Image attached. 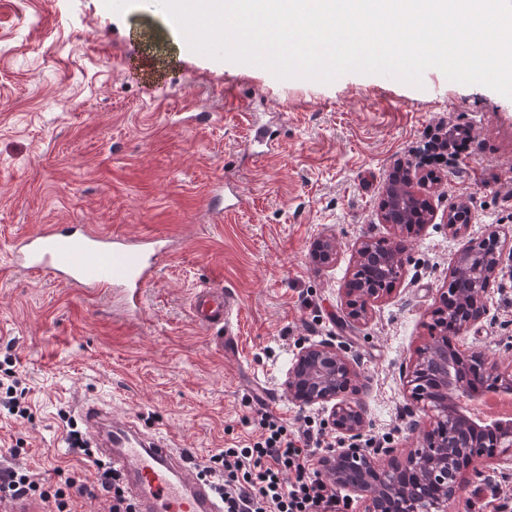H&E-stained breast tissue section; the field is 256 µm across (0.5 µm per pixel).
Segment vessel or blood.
<instances>
[{
	"instance_id": "b4317fda",
	"label": "vessel or blood",
	"mask_w": 512,
	"mask_h": 512,
	"mask_svg": "<svg viewBox=\"0 0 512 512\" xmlns=\"http://www.w3.org/2000/svg\"><path fill=\"white\" fill-rule=\"evenodd\" d=\"M160 254L152 240L137 244L85 224H48L19 240L11 261L27 273L46 272L88 293L122 289L128 311L135 314ZM191 307L199 325L218 329L212 339L215 347L233 350L236 338L228 331L233 298L217 287L200 288ZM81 416L87 438L120 474L136 512H224L215 485L196 475L185 451L142 432L132 421L115 419L98 405L82 406Z\"/></svg>"
}]
</instances>
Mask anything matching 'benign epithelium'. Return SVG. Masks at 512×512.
I'll use <instances>...</instances> for the list:
<instances>
[{
	"instance_id": "obj_1",
	"label": "benign epithelium",
	"mask_w": 512,
	"mask_h": 512,
	"mask_svg": "<svg viewBox=\"0 0 512 512\" xmlns=\"http://www.w3.org/2000/svg\"><path fill=\"white\" fill-rule=\"evenodd\" d=\"M438 180L423 175L412 184L393 176L385 184V199L380 211L383 224L395 230L391 245L393 256L379 255L375 242L359 243L356 262L373 260L377 269L384 270L395 261L404 264L409 249V234L420 207L428 209L426 223H431L429 194ZM316 258L330 265L336 259L335 242L329 238L318 241ZM478 284L465 297H453L456 289L442 294L443 305L461 303L475 310L467 319L452 322L448 329L431 337L428 349L419 350L416 358L403 372L404 387L413 405L430 418L421 433L420 445L401 457L396 448H368L363 437L366 419L358 401L345 398L347 387L358 378L357 358L336 349L330 342L301 348L288 368L284 385L288 396L304 405H318L328 413V424L341 434L340 447L329 453L325 470L330 479L366 501L364 512H417L423 500L420 489L431 491L434 512H450L449 507L460 497L461 469L473 462L477 436L482 428L460 412L456 395L464 392L476 399L475 383H486V390L512 393V372L501 371L498 363L481 356L467 357L460 353L454 339L461 337L477 321L488 314L485 294L499 279H512V256L504 257L496 232L491 231L477 244H467L458 253L451 277L470 273ZM384 290L368 284H350L347 305L352 322L369 317L373 305ZM492 437L497 451L490 454L498 473L512 475V422L496 426Z\"/></svg>"
}]
</instances>
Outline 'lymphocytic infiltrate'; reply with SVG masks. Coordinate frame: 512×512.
<instances>
[{
	"label": "lymphocytic infiltrate",
	"mask_w": 512,
	"mask_h": 512,
	"mask_svg": "<svg viewBox=\"0 0 512 512\" xmlns=\"http://www.w3.org/2000/svg\"><path fill=\"white\" fill-rule=\"evenodd\" d=\"M260 441L227 448L210 457L202 475L213 478L224 496V512H340L336 486L315 460L323 441L310 430L288 431L268 415ZM72 477L42 488L19 468H0V505L41 500L51 512H73Z\"/></svg>",
	"instance_id": "obj_1"
}]
</instances>
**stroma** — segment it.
<instances>
[{"label":"stroma","mask_w":512,"mask_h":512,"mask_svg":"<svg viewBox=\"0 0 512 512\" xmlns=\"http://www.w3.org/2000/svg\"><path fill=\"white\" fill-rule=\"evenodd\" d=\"M157 0L107 11L103 0H0V359L12 356L26 418L0 412V448L47 487L57 471L92 485L96 469L67 442L77 407L94 400L135 419L195 461L257 441L264 415L290 430L340 436L321 407L283 386L301 347L331 342L358 357L348 390L372 443L414 448L401 372L430 337L432 310L467 242L496 228L512 247V98L427 69L421 86L382 73L324 83L216 59L161 38ZM273 147L248 152L254 123ZM465 130L480 152L439 166L435 213L412 238L391 292L348 323L345 286L357 243L389 239L380 207L389 176L420 160L437 128ZM240 187L222 223L208 219L217 180ZM466 203L472 221L446 224ZM47 224H86L175 242L129 323L91 295L11 263L14 242ZM332 237L336 263L315 243ZM216 283L240 307L232 353L191 317L194 291ZM488 320L463 350L512 368V281L487 292ZM456 512H512V478L466 481Z\"/></svg>","instance_id":"stroma-1"}]
</instances>
